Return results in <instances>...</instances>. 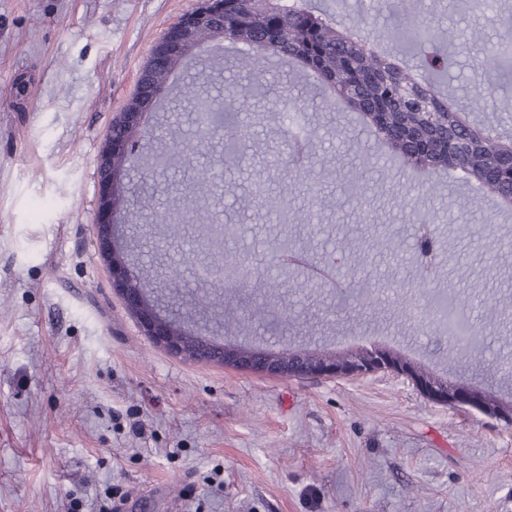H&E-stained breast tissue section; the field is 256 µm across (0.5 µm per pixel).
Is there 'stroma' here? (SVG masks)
Here are the masks:
<instances>
[{
    "mask_svg": "<svg viewBox=\"0 0 512 512\" xmlns=\"http://www.w3.org/2000/svg\"><path fill=\"white\" fill-rule=\"evenodd\" d=\"M197 0H0V512H512V424L429 399L393 371L352 378H274L168 353L145 335L113 293L96 244L97 161L115 112L132 94L155 43ZM452 28L442 87L458 103L490 82L472 57L506 37L512 0L500 17L471 0H435ZM230 44L199 49L177 84L210 72L204 94L224 96L253 72ZM271 90L304 101L295 125L314 128L302 158L317 177L289 204L311 217L303 229L244 207L262 160L287 154L288 136L266 99L249 130L246 159L214 179L207 207L236 235L226 251L266 267V239L288 234L307 263L283 282L289 320L270 312L241 332L239 316L263 288L211 302V235L204 221L119 224L116 243L144 242L134 276L161 281L162 315L181 309L188 327L221 341L278 350L340 353L379 346L435 375L470 382L512 401V213L448 176L404 175L350 113L324 109L311 79L264 66ZM148 132L130 161L126 200L134 210L181 205L190 176L222 148L200 145L191 112L168 100L146 113ZM182 148L152 181L146 158ZM372 157L362 189L371 223L337 207V172ZM440 241L422 275L411 251L367 250L395 231L411 243L423 220ZM333 279L310 277L308 266ZM462 301L476 339L438 346L437 291ZM494 302V312L484 309Z\"/></svg>",
    "mask_w": 512,
    "mask_h": 512,
    "instance_id": "obj_1",
    "label": "stroma"
}]
</instances>
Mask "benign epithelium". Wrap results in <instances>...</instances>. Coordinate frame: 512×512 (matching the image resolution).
I'll list each match as a JSON object with an SVG mask.
<instances>
[{
    "label": "benign epithelium",
    "mask_w": 512,
    "mask_h": 512,
    "mask_svg": "<svg viewBox=\"0 0 512 512\" xmlns=\"http://www.w3.org/2000/svg\"><path fill=\"white\" fill-rule=\"evenodd\" d=\"M207 2L208 0H198L193 11L179 18L172 26L173 34L167 37L161 54L183 51L186 59L192 58L196 52L192 48L196 30L209 23L215 13L213 9H206ZM143 116L142 112L116 113L99 156L97 237L101 253L111 272L113 291L122 299L128 311L138 319L146 335L171 354L182 356L184 347L194 344L198 361L221 363L271 377H290L292 368L288 363V352L239 347L200 336L186 327L180 319L162 316L141 281L130 275L129 254L113 244L116 224L124 221L128 211L125 206L127 171L116 164V159L130 155V142L126 133L140 129L143 126ZM298 355L305 362L304 373L309 376L351 377L361 374L362 366L372 362L380 371H395L409 377L422 391L436 394L444 401L450 400L486 414L507 415L491 393L472 394L459 388L456 383L449 384L440 377L428 376L414 368L411 362L392 352L364 348L344 354H309L300 351Z\"/></svg>",
    "instance_id": "7a95c632"
}]
</instances>
